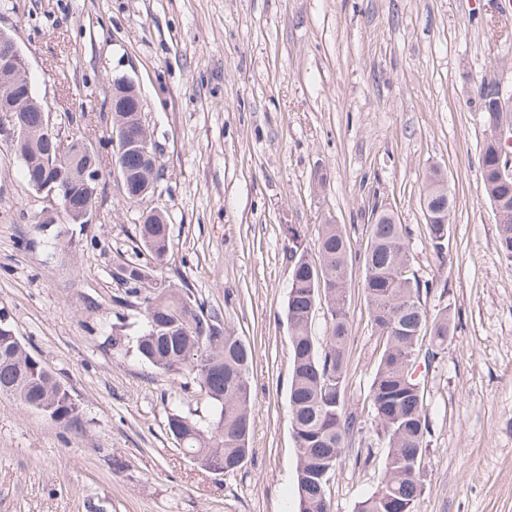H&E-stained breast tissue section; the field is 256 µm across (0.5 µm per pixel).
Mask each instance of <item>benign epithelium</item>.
I'll list each match as a JSON object with an SVG mask.
<instances>
[{"instance_id":"1","label":"benign epithelium","mask_w":512,"mask_h":512,"mask_svg":"<svg viewBox=\"0 0 512 512\" xmlns=\"http://www.w3.org/2000/svg\"><path fill=\"white\" fill-rule=\"evenodd\" d=\"M481 93L492 100L493 111L497 112L496 122L490 126V138L501 146L497 165L502 181H512V152L508 146L512 140L506 133L512 132V90H507L495 79L485 78L480 83ZM36 110L43 113L40 133L49 137L48 149L55 151L57 160L71 169V173L85 181L99 183L102 172L96 166L95 148L89 143L72 136L65 142L59 136L52 122V112L46 109L32 94L28 80L27 63L6 32L0 30V135L6 136L12 146L24 140H34L36 135L25 125L22 113ZM112 111L119 113L112 130V175L122 194L130 189H140L138 197H144L154 188L155 175H143L140 184H132L131 172L123 164L126 155H138L154 164L158 149L142 118V99L136 83L128 77H120L112 84ZM138 125V133L130 138L125 132L131 124ZM38 192H45L58 199L55 212H47L41 218L43 224L57 223V217L69 212L71 205V179L61 176L45 185L35 186Z\"/></svg>"}]
</instances>
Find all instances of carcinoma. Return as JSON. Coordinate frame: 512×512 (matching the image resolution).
Listing matches in <instances>:
<instances>
[{"label": "carcinoma", "mask_w": 512, "mask_h": 512, "mask_svg": "<svg viewBox=\"0 0 512 512\" xmlns=\"http://www.w3.org/2000/svg\"><path fill=\"white\" fill-rule=\"evenodd\" d=\"M31 158L23 161L26 182L32 169L53 178L63 170L42 155L40 144L23 146ZM481 186L488 200L500 193L495 180V144L484 141ZM440 169L430 170L424 197L428 211L451 210ZM499 247L512 260V224L499 225ZM433 251L441 256L448 244V225L426 223ZM410 231L387 209L371 213L368 237L359 261L362 288L375 332L381 336L378 363L366 400L371 426L346 404L347 349L351 339L347 288L350 244L339 224H322L311 262L292 230L288 256L292 266L286 319L291 343L288 412L297 448V512H331L329 482L352 439L369 433L370 445L357 449L356 463H369L373 447L385 449L383 476L361 497L354 512H393L399 500L407 512H417L423 494V458L431 429L424 390L413 375L419 359L432 362L454 336L451 305L428 317L422 291L441 287L438 280L420 283L411 268ZM139 242L162 264L169 242V224L138 225ZM125 295L144 307L145 326L136 338L137 355L163 373L188 374L208 397L213 418L208 427L179 413L168 417V430L202 470L233 473L247 459L252 421L251 348L224 326L222 315L207 311L194 292L161 280L144 287L153 276L129 260L118 267ZM325 304L329 333L313 332L315 312ZM0 393L26 407L41 410L67 424L78 421L69 393L53 373L30 355L11 327L0 320Z\"/></svg>", "instance_id": "1"}]
</instances>
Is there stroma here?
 I'll return each instance as SVG.
<instances>
[{
  "instance_id": "obj_1",
  "label": "stroma",
  "mask_w": 512,
  "mask_h": 512,
  "mask_svg": "<svg viewBox=\"0 0 512 512\" xmlns=\"http://www.w3.org/2000/svg\"><path fill=\"white\" fill-rule=\"evenodd\" d=\"M0 30L59 134L82 128L103 158L92 223L44 231L55 200L26 185L0 136V315L79 417L0 394V512H294L290 230L312 257L331 221L356 252L377 207L410 227L416 278L445 283L423 295L428 314L451 306L457 325L417 367L431 428L418 512H512V261L481 188L476 103L485 74L512 87V0H0ZM122 76L160 152L135 202L112 177ZM434 167L453 201L441 256L420 205ZM154 209L170 224L157 277L191 288L253 352L252 453L234 473L200 469L167 429L173 413L211 420L196 381L136 354L142 316L114 273L130 258L155 267L137 235ZM362 275L353 265L346 383L364 415L379 338ZM381 477L380 461L344 453L332 512H353Z\"/></svg>"
}]
</instances>
